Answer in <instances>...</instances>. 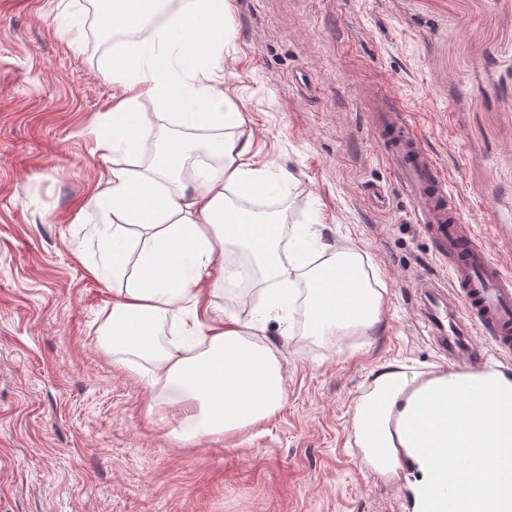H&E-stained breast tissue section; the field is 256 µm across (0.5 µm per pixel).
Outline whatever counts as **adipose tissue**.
Segmentation results:
<instances>
[{"instance_id":"adipose-tissue-1","label":"adipose tissue","mask_w":512,"mask_h":512,"mask_svg":"<svg viewBox=\"0 0 512 512\" xmlns=\"http://www.w3.org/2000/svg\"><path fill=\"white\" fill-rule=\"evenodd\" d=\"M111 0L106 16L119 34L112 42V81L122 96L112 108V134L105 149L116 159L94 196L112 212L104 267L117 287L107 333L113 354L147 359L155 406L172 411L169 431L192 445L248 430L273 417L284 399L283 367L272 350L257 344L267 313L301 312L309 335L340 336L372 329L380 320L382 295L370 288L352 258L338 254L318 266L325 252L320 232L302 225L283 236V217L269 218L231 205V197L266 195L277 188L267 164L251 155L250 138L237 135L244 119L225 96L215 70L231 36L225 0ZM166 19L150 26V18ZM157 105L158 120L188 130L208 129L198 142L222 158L218 168L200 169L192 185L179 179L185 144L168 146L163 161L133 169L144 145L141 97ZM245 251L261 275L265 309L251 318L218 315L202 302V284L219 288L233 277L217 248ZM185 313L181 336L161 344L169 314ZM512 378L501 372L456 377L445 399L410 390L408 375L381 371L373 392L355 405L353 429L365 451L376 448H511ZM405 434H393L391 413Z\"/></svg>"}]
</instances>
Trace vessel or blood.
I'll return each instance as SVG.
<instances>
[{"mask_svg": "<svg viewBox=\"0 0 512 512\" xmlns=\"http://www.w3.org/2000/svg\"><path fill=\"white\" fill-rule=\"evenodd\" d=\"M379 126L384 156L414 202L415 220L434 238L448 264V290L422 289L425 329L449 358L466 356V364L450 367L449 376L487 371L488 355L472 344L471 336L482 331L498 353H512V271L493 260L466 230L463 207L449 190L442 169L424 150L410 116L391 111ZM471 454L476 463L469 470L470 479L490 477L497 485L489 512H512V455L499 458L484 448L472 449ZM426 458L431 459L437 478L423 491L421 512H455L463 487L446 475L456 468L459 450L445 448L433 458L428 449L413 448L403 456L413 466Z\"/></svg>", "mask_w": 512, "mask_h": 512, "instance_id": "obj_1", "label": "vessel or blood"}]
</instances>
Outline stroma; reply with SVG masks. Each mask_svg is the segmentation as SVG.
<instances>
[{
	"label": "stroma",
	"mask_w": 512,
	"mask_h": 512,
	"mask_svg": "<svg viewBox=\"0 0 512 512\" xmlns=\"http://www.w3.org/2000/svg\"><path fill=\"white\" fill-rule=\"evenodd\" d=\"M220 64L252 152L289 187L255 199L356 253L380 322L308 335L269 314L282 408L179 448L149 413L147 361L119 362L94 275L111 213L98 148L121 94L101 0H0V512H397L404 467L357 460L353 414L380 365L446 370L416 285L448 283L381 156L377 119L411 111L489 256L512 268V0H226ZM377 186L384 205L368 194Z\"/></svg>",
	"instance_id": "stroma-1"
}]
</instances>
